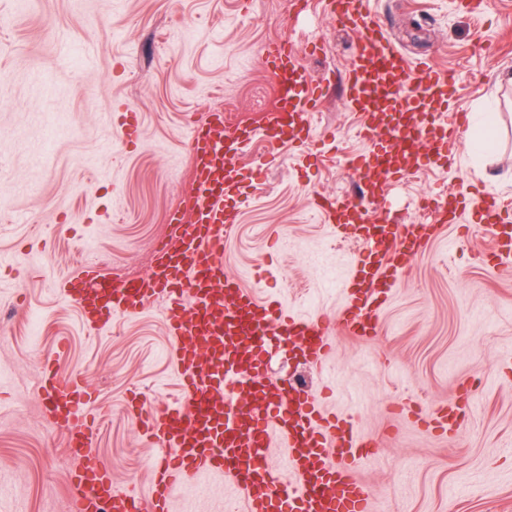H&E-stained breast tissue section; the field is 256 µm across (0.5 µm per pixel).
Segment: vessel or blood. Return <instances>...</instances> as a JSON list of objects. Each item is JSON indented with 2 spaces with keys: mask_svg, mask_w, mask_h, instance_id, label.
<instances>
[{
  "mask_svg": "<svg viewBox=\"0 0 512 512\" xmlns=\"http://www.w3.org/2000/svg\"><path fill=\"white\" fill-rule=\"evenodd\" d=\"M326 16L357 39L342 92L359 113V132L369 146L357 163L362 201L337 204L320 197L315 202L327 223L352 226L365 246L341 319L332 327L321 325L225 277L224 239L238 222L231 202L252 184L254 173L234 160L239 125L225 122L223 111L208 113L192 130V191L170 213L169 231L149 272L116 280L85 268L78 299L83 323L95 327L116 313L138 315L149 299L165 298L185 405L152 411L144 421L147 437L161 448L152 465L149 503L117 490L111 472L84 454L73 485L76 512H168L172 490L203 471L230 476L246 512H369L367 488L326 456L340 444L349 453H366L367 442L339 440L328 416L306 406L284 383L263 376L261 356L284 339L321 362L335 334L378 335L380 314L404 260L425 248L439 225L457 223L467 192L455 189L434 199L421 224H395L387 214L370 217L367 201L382 197L389 182L425 165L430 155L453 150L457 127L443 114L454 81L432 66L413 70L391 45L373 0H327ZM299 57L285 40L265 48L276 98L257 131L269 141L285 136L305 145L312 138L310 115L323 95ZM414 76L421 90L411 95L406 84ZM482 210L493 228L485 258L512 252V225L503 223L498 205L486 200ZM38 388L46 399L45 416L66 436L68 447L84 446L92 436L81 410L86 387L47 363ZM275 435L288 449L296 484L285 483L268 460Z\"/></svg>",
  "mask_w": 512,
  "mask_h": 512,
  "instance_id": "obj_1",
  "label": "vessel or blood"
}]
</instances>
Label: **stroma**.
<instances>
[{
	"label": "stroma",
	"mask_w": 512,
	"mask_h": 512,
	"mask_svg": "<svg viewBox=\"0 0 512 512\" xmlns=\"http://www.w3.org/2000/svg\"><path fill=\"white\" fill-rule=\"evenodd\" d=\"M412 61L456 73L449 112L499 115L498 139L473 157L458 135L443 157L390 182L380 206L403 224L466 186L512 212V0L478 12L456 0H374ZM291 41L324 87L312 145L256 135L237 157L254 181L235 199L224 271L288 310L335 320L363 247L325 223L318 196L359 191L366 145L341 92L353 34L328 24L323 0H0V512H73L76 469L43 416L35 378L46 359L88 385L94 453L112 481L148 501L158 449L132 411L179 397L162 301L106 326L83 325L59 282L92 264L142 275L189 192L190 134L208 111L256 125L275 96L263 48ZM140 118L135 133L123 113ZM477 211L442 228L406 262L370 340L340 335L320 366L274 345L266 374L285 378L369 440L342 461L366 485L371 512H512V255L489 263ZM470 407L453 435L432 412ZM225 473L176 489L169 512H234Z\"/></svg>",
	"instance_id": "35a3bbf8"
}]
</instances>
